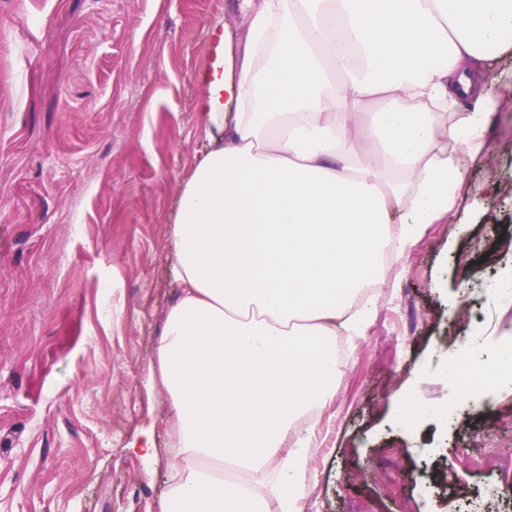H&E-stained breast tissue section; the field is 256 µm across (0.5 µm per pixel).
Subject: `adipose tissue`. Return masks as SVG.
Instances as JSON below:
<instances>
[{"instance_id":"ef3b65f1","label":"adipose tissue","mask_w":512,"mask_h":512,"mask_svg":"<svg viewBox=\"0 0 512 512\" xmlns=\"http://www.w3.org/2000/svg\"><path fill=\"white\" fill-rule=\"evenodd\" d=\"M239 8L243 39L215 25L199 76L206 142L179 191L178 294L150 366L164 396L130 444L146 460L170 444L163 512H302L344 374L336 335H364L374 287L453 209V148L486 151L499 108L483 63L512 47V0Z\"/></svg>"}]
</instances>
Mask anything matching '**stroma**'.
<instances>
[{"label":"stroma","mask_w":512,"mask_h":512,"mask_svg":"<svg viewBox=\"0 0 512 512\" xmlns=\"http://www.w3.org/2000/svg\"><path fill=\"white\" fill-rule=\"evenodd\" d=\"M229 3L0 0V512H162L166 452L127 444L163 397L146 380L176 296V198L205 137L211 29L242 21ZM488 68L491 146L460 153L454 209L348 348L303 512H471L492 484L512 512V387L452 424L392 416L405 388L447 403L453 337L489 353L512 336V303L484 293L512 274V51ZM419 479L438 493L406 509Z\"/></svg>","instance_id":"1"}]
</instances>
